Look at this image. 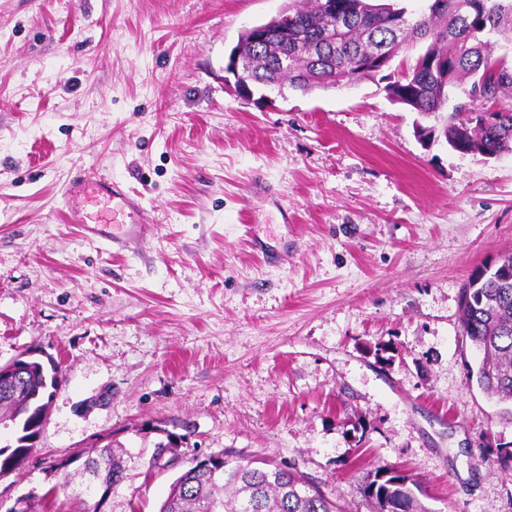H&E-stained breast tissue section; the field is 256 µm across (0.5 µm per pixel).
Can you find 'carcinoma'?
<instances>
[{
	"instance_id": "carcinoma-1",
	"label": "carcinoma",
	"mask_w": 512,
	"mask_h": 512,
	"mask_svg": "<svg viewBox=\"0 0 512 512\" xmlns=\"http://www.w3.org/2000/svg\"><path fill=\"white\" fill-rule=\"evenodd\" d=\"M336 10L355 17L344 27L333 24L321 0H288V22L299 39L288 43L291 65L282 71L271 61L280 51L277 19L257 24L268 38L251 44L253 29L244 30L236 48L244 49L246 86L267 90L287 86L310 92L343 87L345 81L372 79L360 61L372 58L384 45L406 32L407 45H421L407 71L386 74L390 98L410 103L431 115L442 110L455 88L465 98L480 92L483 111L468 112L464 104L441 126V135L458 152L500 155L512 152V63L492 55V38L512 32V0H444V11L416 15L397 3L336 0ZM459 322L463 334L480 352L475 376L478 386L500 401L512 403V254L501 264L476 271L461 288ZM50 383L31 366L11 393L0 389V412L17 430V444L0 451V474L12 472L34 446L26 440L39 433L43 395ZM491 461L512 469V442L499 443ZM73 472L95 476L112 486L123 479L125 466L108 442L85 455ZM417 479L385 465L367 472L360 493L372 512H424L413 488ZM159 512H343L336 501L303 475L269 460L237 455L224 460L223 471H183L171 484Z\"/></svg>"
}]
</instances>
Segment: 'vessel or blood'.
I'll return each instance as SVG.
<instances>
[{"label": "vessel or blood", "instance_id": "1", "mask_svg": "<svg viewBox=\"0 0 512 512\" xmlns=\"http://www.w3.org/2000/svg\"><path fill=\"white\" fill-rule=\"evenodd\" d=\"M70 223L83 225L89 238L124 245L136 242L152 230L151 220L138 196L127 190L122 182L108 177L82 176L70 182L64 194ZM105 207L103 215L94 217L84 209L86 200ZM124 224L125 230L116 235L110 224Z\"/></svg>", "mask_w": 512, "mask_h": 512}]
</instances>
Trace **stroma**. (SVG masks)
<instances>
[{
	"mask_svg": "<svg viewBox=\"0 0 512 512\" xmlns=\"http://www.w3.org/2000/svg\"><path fill=\"white\" fill-rule=\"evenodd\" d=\"M283 0H0V363L62 382L0 512L49 498L102 437L128 452L104 512H158L212 453L258 455L370 512L363 475L419 481L424 512H512V414L479 389L458 322L476 268L512 253V152L441 126L379 79L267 102L224 82ZM125 184L156 225L121 248L68 223L63 188ZM266 249L256 250L253 239ZM181 459L147 461L166 435Z\"/></svg>",
	"mask_w": 512,
	"mask_h": 512,
	"instance_id": "obj_1",
	"label": "stroma"
}]
</instances>
